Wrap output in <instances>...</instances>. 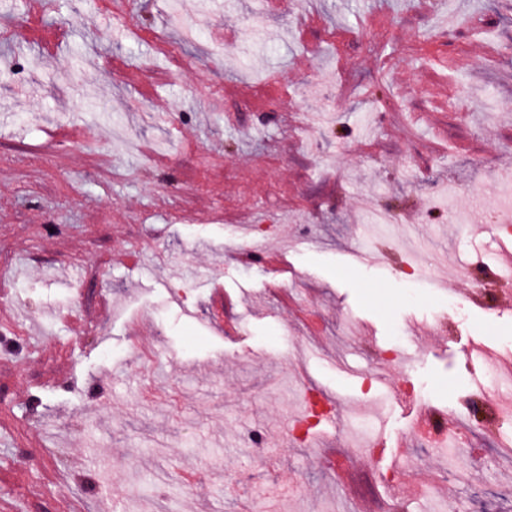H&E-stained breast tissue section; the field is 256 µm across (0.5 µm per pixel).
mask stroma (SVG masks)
I'll list each match as a JSON object with an SVG mask.
<instances>
[{
  "label": "stroma",
  "mask_w": 512,
  "mask_h": 512,
  "mask_svg": "<svg viewBox=\"0 0 512 512\" xmlns=\"http://www.w3.org/2000/svg\"><path fill=\"white\" fill-rule=\"evenodd\" d=\"M0 59V512H512L455 422L512 373V0H0Z\"/></svg>",
  "instance_id": "stroma-1"
}]
</instances>
